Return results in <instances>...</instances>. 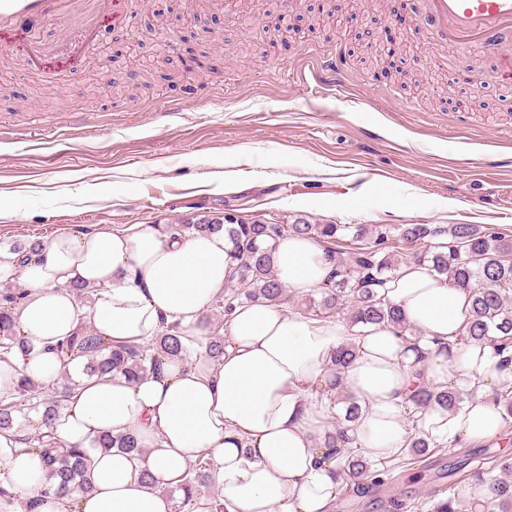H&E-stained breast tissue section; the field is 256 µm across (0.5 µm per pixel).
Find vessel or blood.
I'll use <instances>...</instances> for the list:
<instances>
[{"instance_id": "1", "label": "vessel or blood", "mask_w": 512, "mask_h": 512, "mask_svg": "<svg viewBox=\"0 0 512 512\" xmlns=\"http://www.w3.org/2000/svg\"><path fill=\"white\" fill-rule=\"evenodd\" d=\"M441 44L462 41L499 46L512 43V0H429ZM130 0H0V41L18 43L30 65H39L48 49L42 23L72 21L75 30L92 32L100 18L123 23Z\"/></svg>"}]
</instances>
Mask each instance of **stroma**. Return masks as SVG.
Masks as SVG:
<instances>
[{
    "label": "stroma",
    "mask_w": 512,
    "mask_h": 512,
    "mask_svg": "<svg viewBox=\"0 0 512 512\" xmlns=\"http://www.w3.org/2000/svg\"><path fill=\"white\" fill-rule=\"evenodd\" d=\"M320 0H277L278 35L249 16L265 0H137L127 26L156 29L140 54L100 79L93 44H125L127 26H101L93 44L50 19L58 62L47 73L9 67L21 52L0 42V247L44 241L76 225L182 224L220 217L313 224H480L512 229V102L492 47L425 49L434 37L422 0H385L375 20L351 21L348 0L323 27L306 18ZM409 31L404 55L368 61L361 44L393 12ZM197 16L179 51L183 15ZM216 36H206V29ZM340 50L339 83L310 72ZM477 59L489 109L455 82V56ZM151 86L143 88V73ZM181 102L177 112L166 102ZM456 458L395 473L363 497L342 491L334 512H388V499L447 487Z\"/></svg>",
    "instance_id": "obj_1"
}]
</instances>
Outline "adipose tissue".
Wrapping results in <instances>:
<instances>
[{"label":"adipose tissue","instance_id":"ef3b65f1","mask_svg":"<svg viewBox=\"0 0 512 512\" xmlns=\"http://www.w3.org/2000/svg\"><path fill=\"white\" fill-rule=\"evenodd\" d=\"M229 249L220 232L180 236L150 224L61 232L26 261L0 248V285L27 286L13 311L27 348L0 360V398L24 377L45 384L65 372L80 376L83 358L61 361L52 347L84 322L115 344L149 342L167 329L191 351L187 361L163 358L159 373L135 384L119 374L82 378L64 401L53 427L69 445L89 448L98 432L132 430L146 448L142 455L92 451L93 490L80 495V512H179L170 492L202 457L212 463L225 512H332L343 476L324 448L329 403L314 389L332 383L330 362L348 342L356 357L342 381L362 410L346 449L383 465L415 427L466 444L501 434L504 414L492 397L512 386V370L499 369L490 346H454L468 318V292L423 263L404 265L384 290L420 327L421 340L253 302L226 316L224 353L209 358L201 317L233 273ZM334 268L323 247L304 237L281 239L274 254V275L290 295L323 286ZM76 282L95 289L89 305L70 291ZM452 379H477L482 389L458 415L435 406L409 425L403 406L413 385L438 388ZM0 487L39 500L38 512H67L69 496L57 493L39 457L2 436Z\"/></svg>","mask_w":512,"mask_h":512}]
</instances>
